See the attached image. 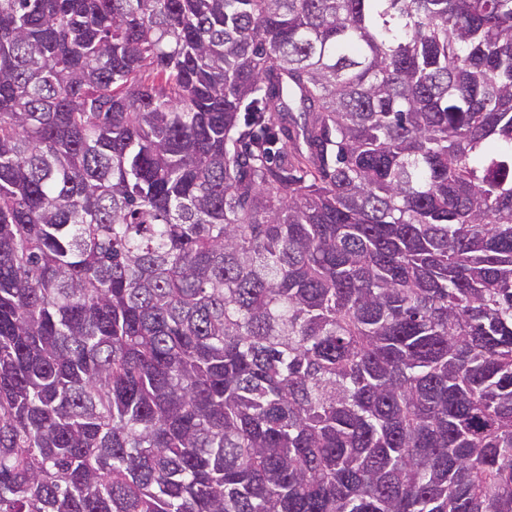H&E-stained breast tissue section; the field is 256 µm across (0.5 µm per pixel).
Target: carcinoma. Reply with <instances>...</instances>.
<instances>
[{"label": "carcinoma", "instance_id": "cac0c4a2", "mask_svg": "<svg viewBox=\"0 0 512 512\" xmlns=\"http://www.w3.org/2000/svg\"><path fill=\"white\" fill-rule=\"evenodd\" d=\"M0 512H512V0H0Z\"/></svg>", "mask_w": 512, "mask_h": 512}]
</instances>
